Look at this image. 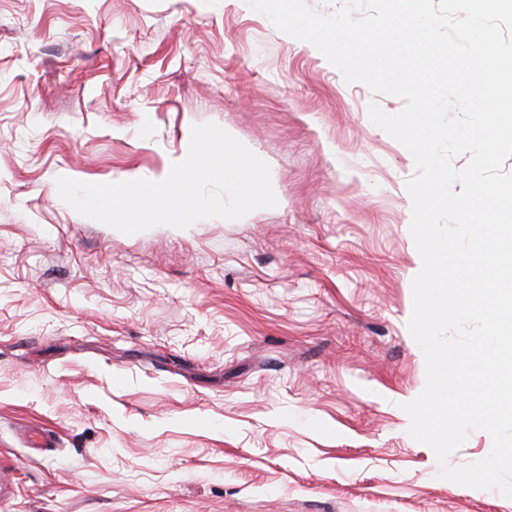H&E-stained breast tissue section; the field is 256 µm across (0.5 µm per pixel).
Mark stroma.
I'll use <instances>...</instances> for the list:
<instances>
[{
  "instance_id": "35a3bbf8",
  "label": "stroma",
  "mask_w": 512,
  "mask_h": 512,
  "mask_svg": "<svg viewBox=\"0 0 512 512\" xmlns=\"http://www.w3.org/2000/svg\"><path fill=\"white\" fill-rule=\"evenodd\" d=\"M373 102L244 0H0V512H512L407 433L415 164ZM206 122L277 207L125 235L60 199Z\"/></svg>"
}]
</instances>
